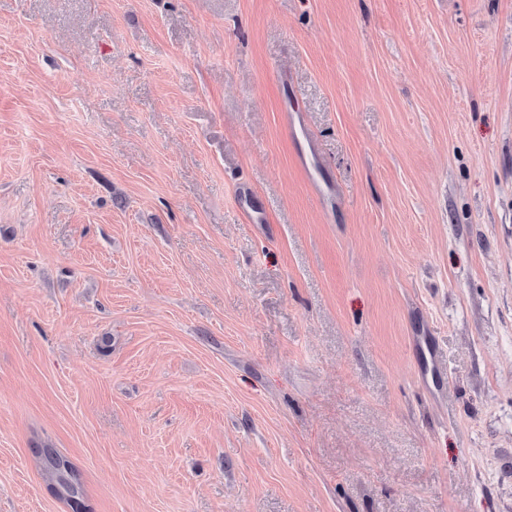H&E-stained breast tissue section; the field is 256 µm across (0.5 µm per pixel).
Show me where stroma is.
I'll use <instances>...</instances> for the list:
<instances>
[{"label": "stroma", "instance_id": "1", "mask_svg": "<svg viewBox=\"0 0 512 512\" xmlns=\"http://www.w3.org/2000/svg\"><path fill=\"white\" fill-rule=\"evenodd\" d=\"M45 445L92 512H512V0H0V512Z\"/></svg>", "mask_w": 512, "mask_h": 512}]
</instances>
